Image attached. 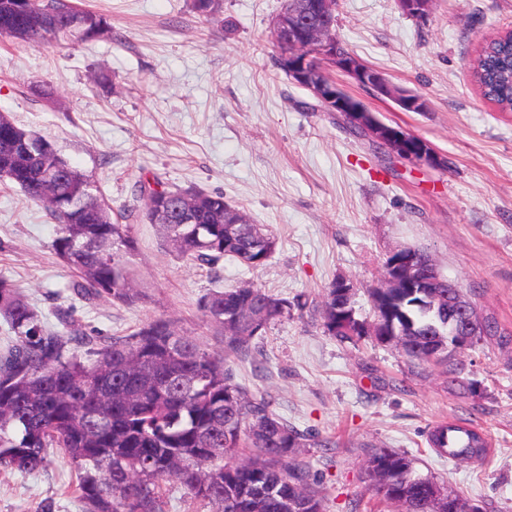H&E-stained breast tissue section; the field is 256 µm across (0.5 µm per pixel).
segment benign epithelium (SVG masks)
I'll return each mask as SVG.
<instances>
[{
  "label": "benign epithelium",
  "mask_w": 512,
  "mask_h": 512,
  "mask_svg": "<svg viewBox=\"0 0 512 512\" xmlns=\"http://www.w3.org/2000/svg\"><path fill=\"white\" fill-rule=\"evenodd\" d=\"M407 15L427 18L433 0H396ZM334 9L333 0H313L302 7L296 0H284L283 8L271 21V28L288 42V78L302 86L332 112L364 129L371 144L399 157L410 159L429 167L444 166V159L437 155L426 141L417 142L403 128L389 126L374 117L365 105L350 96L334 81L310 82L311 71L319 60L347 73L357 83L364 84L381 97L394 100L402 109L424 111L425 101L404 90L395 88L385 75L342 52L339 40L330 26L311 23L307 13ZM413 248L402 247L390 255L392 263L401 267L397 274L385 273L379 289L413 286L431 290L430 281L419 276L413 266ZM485 334L484 316L463 292L448 305V354H454L474 344Z\"/></svg>",
  "instance_id": "obj_1"
}]
</instances>
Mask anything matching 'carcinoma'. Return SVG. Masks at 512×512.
<instances>
[{
    "mask_svg": "<svg viewBox=\"0 0 512 512\" xmlns=\"http://www.w3.org/2000/svg\"><path fill=\"white\" fill-rule=\"evenodd\" d=\"M211 20L221 0H194ZM0 37L15 44L38 40L84 43L114 39L109 19L68 0H0ZM482 95L512 112V39L483 44L472 62ZM45 138L0 113V178L45 207L58 223L55 252L77 274L75 294L85 300L130 302L142 295L133 257V223L158 221L159 203L175 212L183 191L155 180L137 184L143 209L125 206L119 218L91 179L43 149ZM54 168L55 192L44 202L45 173ZM194 224H164L178 257L211 267L225 259L262 266L276 239L264 224H226L222 194L191 192ZM127 255L125 275L112 280V251ZM328 289L319 315L333 336L356 342L365 323L354 322L342 289ZM382 317L380 343L403 340L401 352L419 365H441L450 385L467 389L463 363H448V302L423 307L420 290L371 292ZM300 304L254 285L208 293L204 321L224 337L227 354H242L268 326ZM0 318L11 336L0 345V469L29 474L44 468L48 449L59 448L76 476L82 512H164L172 481L213 512H324L325 494L311 479L303 448L307 436L288 424L270 401L234 381L226 358L157 318L126 336L87 334L69 309L57 310L65 332L48 327L41 312L0 277ZM441 456L472 460L486 453L470 428L443 422L429 432ZM381 501L403 512H432L435 492H447L414 461L390 448L374 451L366 467Z\"/></svg>",
    "mask_w": 512,
    "mask_h": 512,
    "instance_id": "1",
    "label": "carcinoma"
}]
</instances>
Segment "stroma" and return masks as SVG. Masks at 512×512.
<instances>
[{
	"mask_svg": "<svg viewBox=\"0 0 512 512\" xmlns=\"http://www.w3.org/2000/svg\"><path fill=\"white\" fill-rule=\"evenodd\" d=\"M104 13L116 41L52 46L0 38V113L34 130L88 175L111 208L134 204L139 179L223 194L277 245L263 266L209 267L177 258L151 224L133 227L145 297L126 305L72 291L43 205L0 181V277L56 325L73 307L87 333L124 336L164 317L209 351L222 336L202 321L211 290L254 283L297 305L250 351L230 356L235 380L311 437L306 451L325 512H400L365 475L371 447L392 448L477 506L512 512V343L482 338L460 360L471 388L442 368L410 362L367 336L350 343L317 321L344 279L357 319L372 321L370 291L405 245L426 249L447 278L512 334V112L485 99L470 64L484 41L512 29V0H435L426 20L395 0H338L337 38L391 83L421 96L408 112L332 69L370 112L426 140L446 167H423L369 147L306 89L277 70L270 23L281 0H223L205 20L193 0H72ZM450 421L483 431L482 460L437 455L427 435ZM59 449L33 474L0 470V512H81Z\"/></svg>",
	"mask_w": 512,
	"mask_h": 512,
	"instance_id": "stroma-1",
	"label": "stroma"
}]
</instances>
